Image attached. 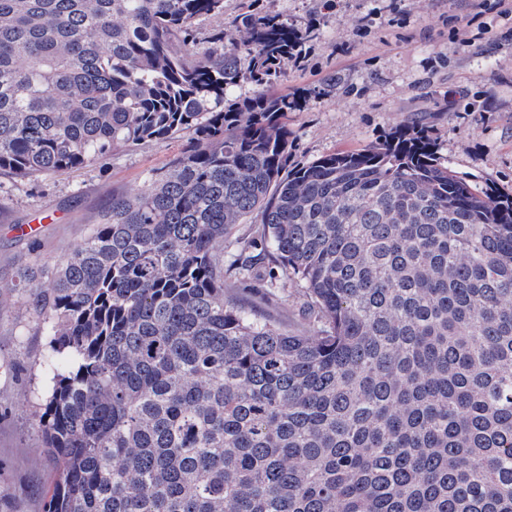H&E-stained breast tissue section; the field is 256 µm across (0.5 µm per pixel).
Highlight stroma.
I'll list each match as a JSON object with an SVG mask.
<instances>
[{
  "label": "stroma",
  "instance_id": "stroma-1",
  "mask_svg": "<svg viewBox=\"0 0 512 512\" xmlns=\"http://www.w3.org/2000/svg\"><path fill=\"white\" fill-rule=\"evenodd\" d=\"M259 0L314 35L282 93L307 101L286 118L289 165L357 150L418 122L442 157L479 186L512 194V15L498 0ZM467 31L462 42L456 31ZM189 133L103 157L91 166L25 180L0 177V512H45L54 463L35 427L36 390L49 352L21 295L32 267L66 256L116 196L144 187ZM41 232L25 236L21 226Z\"/></svg>",
  "mask_w": 512,
  "mask_h": 512
}]
</instances>
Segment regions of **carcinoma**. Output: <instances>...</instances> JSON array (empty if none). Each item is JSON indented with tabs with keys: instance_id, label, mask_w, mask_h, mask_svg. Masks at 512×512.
<instances>
[{
	"instance_id": "cac0c4a2",
	"label": "carcinoma",
	"mask_w": 512,
	"mask_h": 512,
	"mask_svg": "<svg viewBox=\"0 0 512 512\" xmlns=\"http://www.w3.org/2000/svg\"><path fill=\"white\" fill-rule=\"evenodd\" d=\"M223 13L0 0V175L193 133L23 284L50 351L47 512H512V195L416 126L288 168L302 99L274 88L313 30L252 8L200 42ZM264 258L308 330L226 287ZM250 2L247 0H224V15L201 17L196 22L197 33L200 38L207 37L212 30L224 29L225 42L239 38V31L234 20L247 10ZM256 300L252 309L257 318L261 320L264 318L275 319L288 329H294L308 323L303 308V298L299 295L298 289L294 287H288L289 311L287 312H281L272 302Z\"/></svg>"
}]
</instances>
